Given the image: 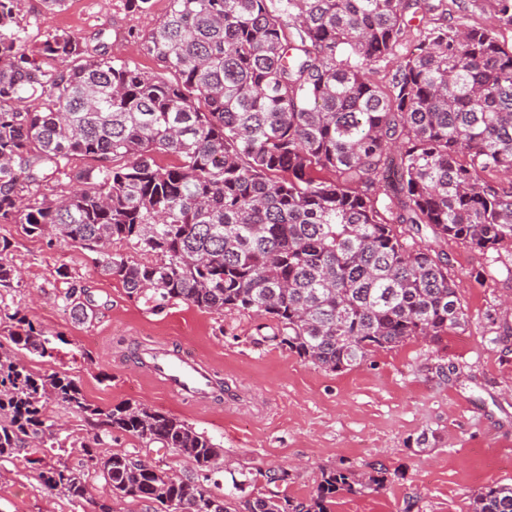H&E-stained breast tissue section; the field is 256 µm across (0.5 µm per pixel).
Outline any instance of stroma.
<instances>
[{
    "mask_svg": "<svg viewBox=\"0 0 512 512\" xmlns=\"http://www.w3.org/2000/svg\"><path fill=\"white\" fill-rule=\"evenodd\" d=\"M167 5L153 0L151 13L139 15L124 0H67L63 11L49 16L42 0H22L18 20L28 28V48L43 38L35 19L44 15L50 29L92 45L105 38L109 54L152 72L157 62L140 51L135 36L153 28ZM1 239L10 241L8 260L23 277L22 288L5 296L9 310L40 324L48 336L63 338L57 358L19 349L16 359L42 375L67 372L92 410L76 414L49 401L57 445L31 444L0 457V512H94L103 502L112 512H147V504L113 497L88 463L87 445L101 457L136 451L171 475H197L187 456L144 446L106 426V413L125 403L183 420L221 445L224 454L205 483L218 495L241 479L245 497L268 492L264 471L281 467L289 472L281 494L305 502L323 472L378 469L382 489L338 493L330 512H471L484 485L512 484V339L494 342L500 326L512 323L506 310L512 304V277L506 273L511 255L491 265L468 244L449 242L467 329L435 341L418 338L352 369L330 372L260 341L261 319L254 314L184 304L156 314L103 275L94 252L28 236L17 224H0ZM62 268L95 301L92 322L76 323L65 307ZM480 271L485 279H477ZM175 341L212 364L221 378L222 391L209 403L186 404L145 378L142 351ZM440 364L448 366L447 375L437 374ZM424 433L433 441L417 447ZM60 461L84 471L90 501L70 500L40 482L42 468Z\"/></svg>",
    "mask_w": 512,
    "mask_h": 512,
    "instance_id": "stroma-1",
    "label": "stroma"
}]
</instances>
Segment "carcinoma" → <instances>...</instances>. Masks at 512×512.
<instances>
[{"label": "carcinoma", "mask_w": 512, "mask_h": 512, "mask_svg": "<svg viewBox=\"0 0 512 512\" xmlns=\"http://www.w3.org/2000/svg\"><path fill=\"white\" fill-rule=\"evenodd\" d=\"M0 0V224L100 255L102 271L151 311L183 303L274 323L261 336L326 371L378 351L438 338L469 322L448 255L461 240L483 253L512 245V49L468 24L467 0H168L140 36L159 62L147 72L45 28L27 51L17 15ZM512 28V0H489ZM440 12L387 85L373 66L402 41L407 13ZM58 67L45 68L38 58ZM174 157L163 166L157 155ZM79 191H40L69 175ZM0 241V288L21 287ZM69 284L73 320L90 319ZM0 335L56 357L44 332L0 297ZM91 411L66 373L35 374L0 342V457L29 439L46 445V403ZM111 428L210 468L223 449L188 423L131 404ZM112 494L153 512H231L193 477L137 455L84 448ZM52 490L89 500L85 473L39 474ZM273 489L243 512H328L339 492L376 489L374 474L333 470L295 503ZM472 512H512V485L490 483Z\"/></svg>", "instance_id": "cac0c4a2"}]
</instances>
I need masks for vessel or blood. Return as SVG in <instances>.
I'll return each mask as SVG.
<instances>
[{
    "label": "vessel or blood",
    "mask_w": 512,
    "mask_h": 512,
    "mask_svg": "<svg viewBox=\"0 0 512 512\" xmlns=\"http://www.w3.org/2000/svg\"><path fill=\"white\" fill-rule=\"evenodd\" d=\"M145 357L151 379L180 400L201 403L218 390L213 371L190 351L163 346L147 349Z\"/></svg>",
    "instance_id": "obj_1"
}]
</instances>
